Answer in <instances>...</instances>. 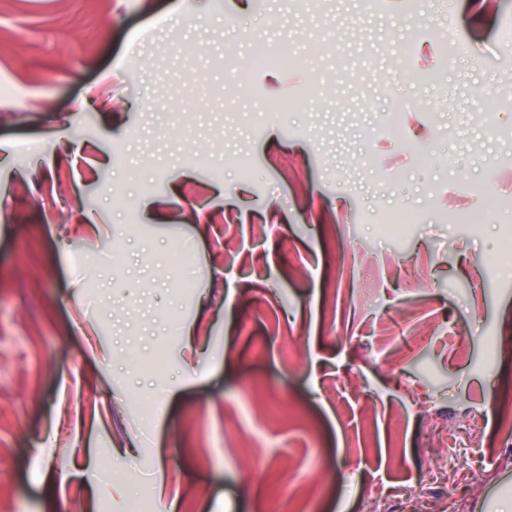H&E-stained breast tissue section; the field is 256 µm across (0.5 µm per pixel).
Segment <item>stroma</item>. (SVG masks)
<instances>
[{"label": "stroma", "mask_w": 512, "mask_h": 512, "mask_svg": "<svg viewBox=\"0 0 512 512\" xmlns=\"http://www.w3.org/2000/svg\"><path fill=\"white\" fill-rule=\"evenodd\" d=\"M405 2L0 0V512L512 499V0Z\"/></svg>", "instance_id": "1"}]
</instances>
